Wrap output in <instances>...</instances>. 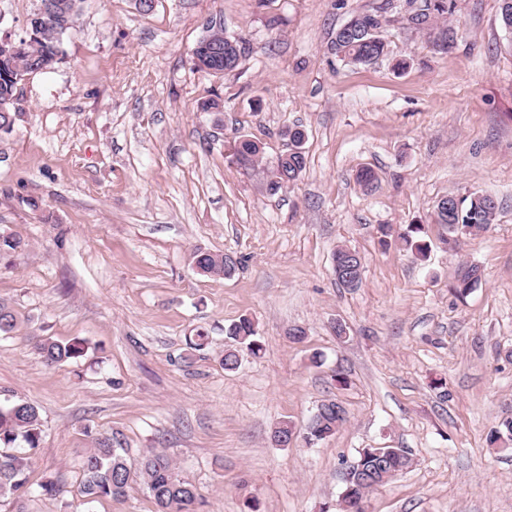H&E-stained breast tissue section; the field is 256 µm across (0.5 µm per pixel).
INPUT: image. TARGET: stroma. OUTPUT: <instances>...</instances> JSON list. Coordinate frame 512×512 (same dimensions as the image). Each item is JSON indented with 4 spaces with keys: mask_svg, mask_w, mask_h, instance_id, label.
Returning <instances> with one entry per match:
<instances>
[{
    "mask_svg": "<svg viewBox=\"0 0 512 512\" xmlns=\"http://www.w3.org/2000/svg\"><path fill=\"white\" fill-rule=\"evenodd\" d=\"M372 3L81 0L60 59L23 81L0 132V233L25 242L0 255V299L22 321L0 335V405L40 415L26 512H157L137 475L125 496L86 502L81 460L99 438L134 462L165 451L198 512H340L342 462L365 448L412 459L367 512H512V449L486 440L512 416V34L499 0H455L437 22L447 49L395 21L386 55L354 66L331 42ZM40 7L0 0V38L25 37ZM216 22L246 46L220 77L192 56ZM294 125L306 167L269 194ZM241 135L263 147L248 170L231 151ZM484 192L493 224L446 242L439 199ZM382 224L424 225L428 259L381 246ZM340 246L364 259L358 287L336 280ZM197 250L242 264L205 277ZM465 264L482 279L459 297ZM244 315L263 349L228 371L224 330ZM200 329L212 342L196 351ZM36 337L87 352L51 367ZM328 398L348 420L307 444ZM283 421L295 439L279 446Z\"/></svg>",
    "mask_w": 512,
    "mask_h": 512,
    "instance_id": "stroma-1",
    "label": "stroma"
}]
</instances>
